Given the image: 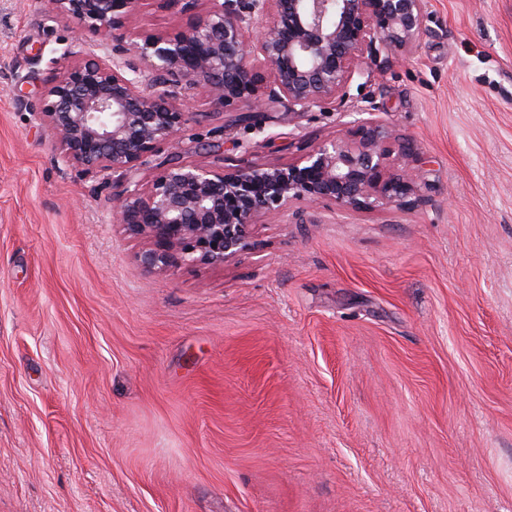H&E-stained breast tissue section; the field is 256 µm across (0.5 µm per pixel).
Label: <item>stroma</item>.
Instances as JSON below:
<instances>
[{"label": "stroma", "instance_id": "35a3bbf8", "mask_svg": "<svg viewBox=\"0 0 512 512\" xmlns=\"http://www.w3.org/2000/svg\"><path fill=\"white\" fill-rule=\"evenodd\" d=\"M48 2L0 0V512H512V0H428L413 54L293 123L189 91L166 155L285 162L371 105L424 185L161 274L40 119L66 51L112 53Z\"/></svg>", "mask_w": 512, "mask_h": 512}]
</instances>
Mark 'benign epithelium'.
I'll return each mask as SVG.
<instances>
[{"instance_id":"7a95c632","label":"benign epithelium","mask_w":512,"mask_h":512,"mask_svg":"<svg viewBox=\"0 0 512 512\" xmlns=\"http://www.w3.org/2000/svg\"><path fill=\"white\" fill-rule=\"evenodd\" d=\"M209 9L167 35L128 38L141 0H49L86 36L112 42V61L68 63L48 85L40 114L64 161L112 177V223L143 242L141 267L164 273L203 262L224 266L252 245L264 219L306 207L333 215L418 198L422 171L391 157L412 147L373 118L355 141L326 138L288 163L208 165L177 157L138 171L194 119L183 109L202 88L234 121L284 108L294 122L349 97L382 53L410 54L426 0H208Z\"/></svg>"}]
</instances>
